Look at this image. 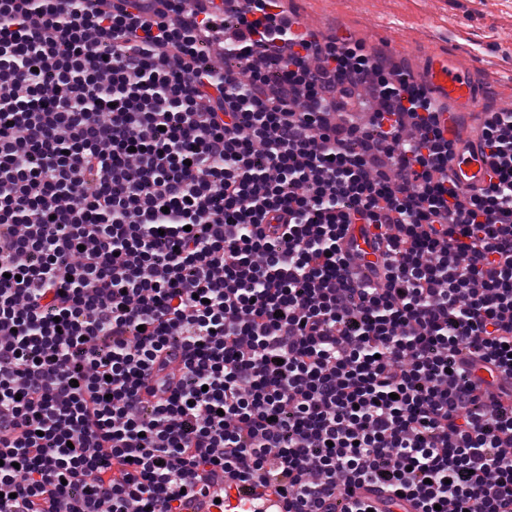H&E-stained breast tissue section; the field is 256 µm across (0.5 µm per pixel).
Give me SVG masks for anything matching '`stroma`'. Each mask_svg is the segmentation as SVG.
Here are the masks:
<instances>
[{"label": "stroma", "instance_id": "obj_1", "mask_svg": "<svg viewBox=\"0 0 512 512\" xmlns=\"http://www.w3.org/2000/svg\"><path fill=\"white\" fill-rule=\"evenodd\" d=\"M288 15L320 37L343 35L410 77L429 50L471 61L482 112L512 111V0H283Z\"/></svg>", "mask_w": 512, "mask_h": 512}]
</instances>
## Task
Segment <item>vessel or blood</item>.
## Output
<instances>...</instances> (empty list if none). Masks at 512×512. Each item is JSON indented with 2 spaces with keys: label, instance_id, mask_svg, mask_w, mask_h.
Listing matches in <instances>:
<instances>
[{
  "label": "vessel or blood",
  "instance_id": "vessel-or-blood-1",
  "mask_svg": "<svg viewBox=\"0 0 512 512\" xmlns=\"http://www.w3.org/2000/svg\"><path fill=\"white\" fill-rule=\"evenodd\" d=\"M420 78L428 88L446 98L458 113L469 115L479 111L481 98L470 64L433 55ZM448 136L456 142L451 166L458 184L465 189L487 185L490 164L477 142L454 128L449 129Z\"/></svg>",
  "mask_w": 512,
  "mask_h": 512
}]
</instances>
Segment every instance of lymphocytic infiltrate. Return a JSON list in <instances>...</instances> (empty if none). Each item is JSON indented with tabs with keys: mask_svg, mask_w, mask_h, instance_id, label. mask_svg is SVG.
<instances>
[{
	"mask_svg": "<svg viewBox=\"0 0 512 512\" xmlns=\"http://www.w3.org/2000/svg\"><path fill=\"white\" fill-rule=\"evenodd\" d=\"M479 140L280 0H0V512H512ZM448 138L456 141L451 166L458 184L465 189L479 188L488 184L490 174L489 160L481 153L478 143L459 132L449 122Z\"/></svg>",
	"mask_w": 512,
	"mask_h": 512,
	"instance_id": "obj_1",
	"label": "lymphocytic infiltrate"
}]
</instances>
